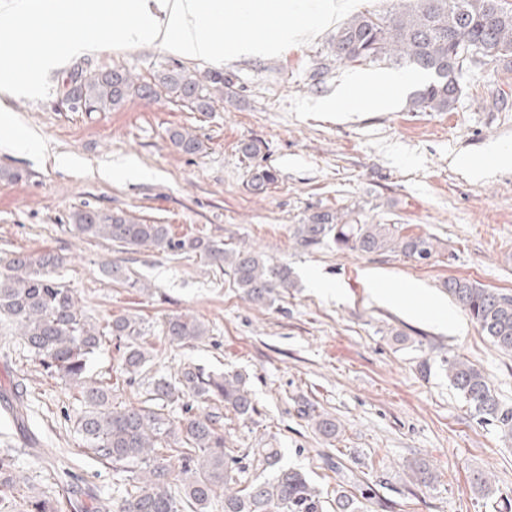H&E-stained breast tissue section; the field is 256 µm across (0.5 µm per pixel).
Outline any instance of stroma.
<instances>
[{
    "label": "stroma",
    "instance_id": "stroma-1",
    "mask_svg": "<svg viewBox=\"0 0 512 512\" xmlns=\"http://www.w3.org/2000/svg\"><path fill=\"white\" fill-rule=\"evenodd\" d=\"M332 35L325 30L272 58L187 60L189 68L222 73L233 91L210 112L136 98L109 112L60 107L74 68L116 64L149 79L176 62V54L147 45L75 57L50 72L45 99L8 96L17 122L39 134L42 150L20 155L0 141V264L19 250L64 255L54 276L72 288L88 321L101 325L127 313L140 319L154 345L152 370L171 374L193 362L246 374L259 413L246 423L232 420L235 446L281 448L284 465L306 473L325 498H335L342 481L359 479L372 490L368 512H512V440L474 417L439 368L441 357L453 354L475 364L512 408V356L498 351L443 287L461 277L512 294V164L494 163L486 152L492 143L512 148V111L491 107L497 93L512 102V65L492 62L472 72L447 112L412 110L411 85L388 112L361 103L323 112L319 102L341 83L393 69L387 62L334 61ZM321 62L330 70L319 82L312 74ZM174 129L197 134L203 151H176L169 140ZM250 141L262 147L254 161L241 151ZM128 160L153 178L102 181L89 174ZM256 163L278 173L260 194L248 186ZM475 164L485 176H470ZM8 170L23 171L24 180H8ZM84 205L167 224L179 236L256 248L288 265L295 286L273 307H260L229 271L199 256L78 239L67 217ZM321 210L352 224H393L404 235L432 236L438 252L421 263L398 252L298 247L295 226ZM115 259L130 284L103 273ZM310 270L323 276L329 292L309 283ZM371 270L390 285L420 286L457 328L374 300L365 279ZM173 314L203 321L206 341L194 347L165 341L161 323ZM14 378L32 401L30 425L66 462L67 481L82 495H115L111 469L76 452L81 406L69 385L48 377L18 342L0 338V389ZM305 402L336 418V438L301 417ZM325 454L341 463V472L327 469ZM414 460L436 472L435 484L411 479L407 464ZM481 472L491 474L490 486L475 484Z\"/></svg>",
    "mask_w": 512,
    "mask_h": 512
}]
</instances>
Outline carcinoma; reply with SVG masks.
Listing matches in <instances>:
<instances>
[{
    "instance_id": "carcinoma-1",
    "label": "carcinoma",
    "mask_w": 512,
    "mask_h": 512,
    "mask_svg": "<svg viewBox=\"0 0 512 512\" xmlns=\"http://www.w3.org/2000/svg\"><path fill=\"white\" fill-rule=\"evenodd\" d=\"M331 52L341 63L390 62L427 73L430 81L414 93L412 108L446 112L462 95L469 72L493 61L512 63V0H394L386 12H360L338 27ZM64 95L74 101V112H106L132 98H165L211 112L224 99V75L200 74L180 63L151 81L122 65L78 68ZM170 139L185 155L203 150L202 141L188 130H174ZM276 182V172L268 167L250 170L248 185L257 193ZM68 228L79 238L103 239L125 249L199 255L220 270L229 268L237 287L257 306L273 305L292 287L288 266L271 264L251 248L226 249L210 239L177 237L168 224H146L86 205L70 213ZM294 239L304 249L331 241L369 254L399 251L417 261L435 251L430 236L402 237L391 224H342L330 211H317L296 225ZM62 263L53 251L14 253L0 268V322L11 326L10 336L48 374L75 390L84 406L76 420L82 446L112 468L117 496L105 504L97 499L78 504L65 489L37 493L7 452L0 454V512H65L68 507L83 512H325L320 492L303 473L281 464L279 449L235 447L223 414L200 408L218 401L237 419H252L257 407L243 374H214L193 363L174 374H150L151 352L140 320L119 315L100 327L89 323L71 289L51 275ZM446 291L495 347L512 353V295L464 278L448 279ZM206 336L207 326L195 316L175 315L164 322L163 337L171 345L200 343ZM114 341L123 345L120 374L127 385L139 377L147 380L146 398L136 406L113 404L120 383L90 369L91 359ZM440 366L470 411L512 439V408L501 405L483 371L457 355L440 358ZM177 402L185 416L175 424L164 408ZM0 408L26 444H37L28 425L29 404L3 390ZM298 412L322 436L336 437V419L308 403ZM367 499L361 488L341 490L335 512H364Z\"/></svg>"
}]
</instances>
